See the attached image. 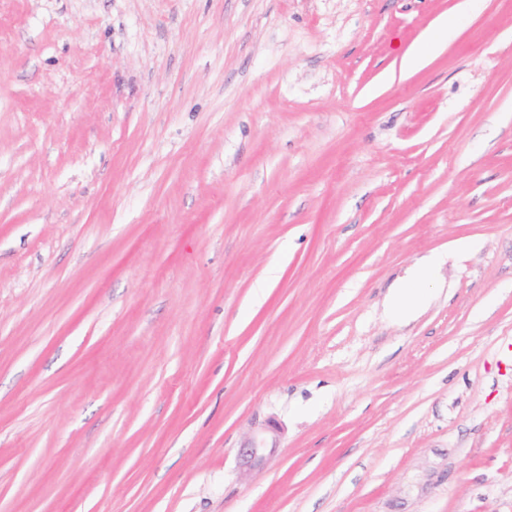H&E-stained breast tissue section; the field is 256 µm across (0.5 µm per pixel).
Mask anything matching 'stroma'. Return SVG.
Returning <instances> with one entry per match:
<instances>
[{
	"instance_id": "obj_1",
	"label": "stroma",
	"mask_w": 512,
	"mask_h": 512,
	"mask_svg": "<svg viewBox=\"0 0 512 512\" xmlns=\"http://www.w3.org/2000/svg\"><path fill=\"white\" fill-rule=\"evenodd\" d=\"M460 2L0 0V512H512V0ZM431 264L422 268L415 280L401 288L400 292L392 299L390 309L393 313L410 312L423 302L426 292L424 288H420V284L427 276ZM279 427L269 421L258 428L238 450L239 468L242 476H249L262 467L278 448Z\"/></svg>"
}]
</instances>
